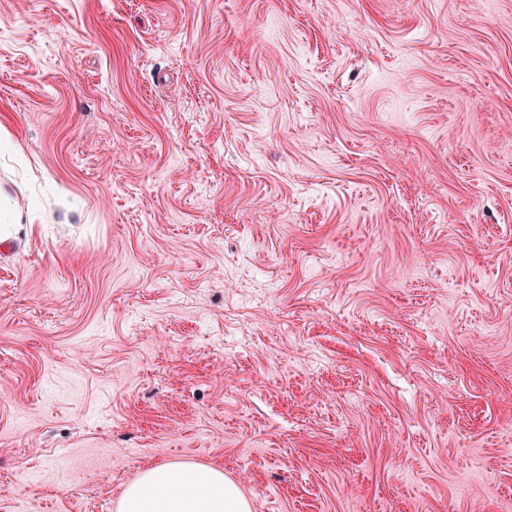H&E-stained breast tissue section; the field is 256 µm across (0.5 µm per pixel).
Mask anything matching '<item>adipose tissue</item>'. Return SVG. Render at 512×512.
Returning a JSON list of instances; mask_svg holds the SVG:
<instances>
[{"instance_id": "obj_1", "label": "adipose tissue", "mask_w": 512, "mask_h": 512, "mask_svg": "<svg viewBox=\"0 0 512 512\" xmlns=\"http://www.w3.org/2000/svg\"><path fill=\"white\" fill-rule=\"evenodd\" d=\"M117 512H252L222 468L191 462L146 467L123 489Z\"/></svg>"}]
</instances>
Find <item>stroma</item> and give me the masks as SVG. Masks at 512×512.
<instances>
[{
	"mask_svg": "<svg viewBox=\"0 0 512 512\" xmlns=\"http://www.w3.org/2000/svg\"><path fill=\"white\" fill-rule=\"evenodd\" d=\"M15 211L0 512H512V0H0ZM118 512H252L224 469L191 462L146 467L123 489Z\"/></svg>",
	"mask_w": 512,
	"mask_h": 512,
	"instance_id": "stroma-1",
	"label": "stroma"
}]
</instances>
